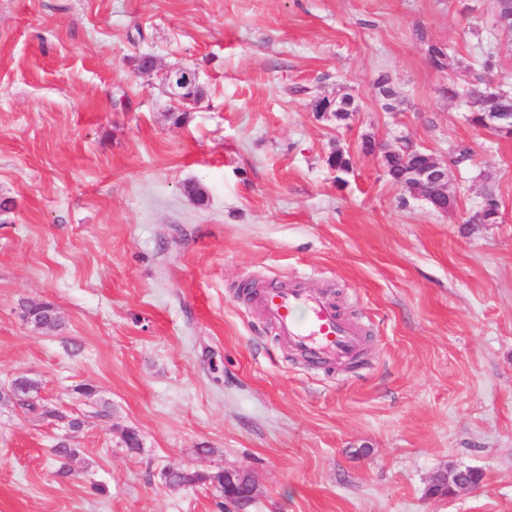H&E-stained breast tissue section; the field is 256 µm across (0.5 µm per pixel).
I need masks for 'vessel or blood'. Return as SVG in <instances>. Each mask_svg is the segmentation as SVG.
<instances>
[{
    "mask_svg": "<svg viewBox=\"0 0 512 512\" xmlns=\"http://www.w3.org/2000/svg\"><path fill=\"white\" fill-rule=\"evenodd\" d=\"M253 300L263 318L309 366H346L362 351L361 330L320 293L297 287L294 280L277 278L259 284ZM299 308L306 310L305 320H296L294 312Z\"/></svg>",
    "mask_w": 512,
    "mask_h": 512,
    "instance_id": "1",
    "label": "vessel or blood"
}]
</instances>
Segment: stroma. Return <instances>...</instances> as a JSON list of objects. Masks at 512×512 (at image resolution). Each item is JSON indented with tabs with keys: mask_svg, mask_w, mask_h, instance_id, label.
Listing matches in <instances>:
<instances>
[{
	"mask_svg": "<svg viewBox=\"0 0 512 512\" xmlns=\"http://www.w3.org/2000/svg\"><path fill=\"white\" fill-rule=\"evenodd\" d=\"M488 56L512 91L496 0H0V390L29 376L85 421L0 401V512H220L165 473L234 467L250 512H512V136L444 93ZM177 68L202 101L171 96ZM367 137L470 148L453 209L393 185ZM489 186L502 221L472 223ZM273 277L362 324V363L305 365L242 294ZM467 467L478 487L429 495ZM30 313L32 324L39 329L57 328L59 317L54 307L46 302H30L27 306Z\"/></svg>",
	"mask_w": 512,
	"mask_h": 512,
	"instance_id": "1",
	"label": "stroma"
}]
</instances>
